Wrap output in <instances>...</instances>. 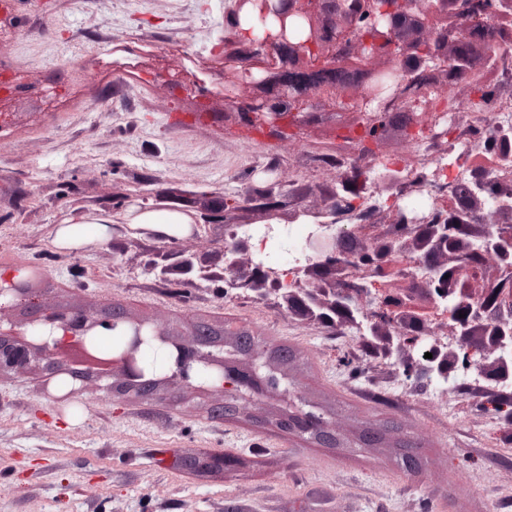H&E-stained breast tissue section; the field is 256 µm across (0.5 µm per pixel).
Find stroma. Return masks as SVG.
Instances as JSON below:
<instances>
[{
    "mask_svg": "<svg viewBox=\"0 0 512 512\" xmlns=\"http://www.w3.org/2000/svg\"><path fill=\"white\" fill-rule=\"evenodd\" d=\"M225 0H32L24 11L0 7V59L27 86L0 133V271L17 264L46 272V302L122 304L160 326L202 318L246 327L265 346L286 344L298 360L288 374L307 400L325 407L344 440L365 425L387 427V446L355 452L323 448L253 424L252 403L236 418H210L213 396L171 403L117 396L87 384L81 401L49 399L40 379L0 374V512H512V427L481 413L490 370L456 368L450 384L405 381L396 356L346 319L295 317L275 299L214 283L182 298L147 273L135 254L157 238L128 225L123 198L156 209L182 198L205 210L229 200L224 225L184 235L194 253H211L225 224H294L319 215L339 193L380 199L390 193L368 172H354L352 145L338 141L326 115L302 137L264 133L224 110ZM196 73L201 96L170 83ZM72 83L80 96L53 110L37 94ZM439 151L388 131L376 159L431 170ZM288 190L276 206L260 196L270 183ZM251 192L253 201L239 197ZM75 212L109 221L106 234L75 248L57 230ZM417 448L419 471L398 463L392 442ZM222 452L228 471L189 475L161 454Z\"/></svg>",
    "mask_w": 512,
    "mask_h": 512,
    "instance_id": "stroma-1",
    "label": "stroma"
}]
</instances>
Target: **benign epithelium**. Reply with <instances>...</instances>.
Instances as JSON below:
<instances>
[{
    "mask_svg": "<svg viewBox=\"0 0 512 512\" xmlns=\"http://www.w3.org/2000/svg\"><path fill=\"white\" fill-rule=\"evenodd\" d=\"M378 0H235L229 32L224 37L225 59L232 62L224 72V106L257 122L271 133L283 134L285 120L278 105L293 106L291 134L299 136L311 118L327 105L357 114L355 129L360 157H372L385 130L397 125L417 134L426 128L432 140L448 143V128H456L459 116L444 121L436 102L422 91L442 78L482 82L481 70L490 62V38L485 25L465 19L468 0H395L394 8L411 24L404 35L389 31L370 42L357 36L365 25L377 22ZM252 15L260 34L245 36L241 13ZM346 77L336 85V77ZM491 87V86H489ZM493 100H498L496 87ZM433 116L421 124L420 116ZM381 180L396 187L395 198L412 189L430 186L448 195L450 181L408 182L388 170ZM467 206L457 212L437 211L428 217L411 216L393 207L389 241L394 252L352 247L345 234H319L311 242L318 265L331 273L348 271L339 280L321 281L295 292L271 287L267 274L253 263L250 248L236 241L231 248L219 244L214 255L190 253L180 248V238L166 237L145 263L149 271L194 283L224 281L230 288L253 292L260 298L274 296L288 313L302 317L324 310L339 316L368 305V330L384 351L396 350L407 381L431 378L432 363L464 370L489 363L496 376L512 380V179L470 187ZM489 225L481 243L469 233L472 223ZM417 259L428 269L425 287H410L412 277L392 261ZM39 268L19 267L0 278V372L47 371L64 376L74 385L59 400H73L83 383L94 380L103 392H111L113 379L141 386L142 370L137 353L149 330L158 339L165 330L154 322L128 318L124 349L101 360L88 348L95 331L114 326L112 317L81 304L49 308L29 284L40 279ZM448 305L445 332L409 329L415 314L429 306ZM26 307L19 323L4 322L5 311ZM464 317H459V314ZM482 335H474L475 327ZM182 365L167 376L169 385L190 392L206 390L224 397V385L204 386L189 370L191 361L224 370V357L204 351L191 326L184 337L171 341ZM431 353L425 363L416 355ZM250 397L266 390L260 372L266 368L259 357L234 364Z\"/></svg>",
    "mask_w": 512,
    "mask_h": 512,
    "instance_id": "1",
    "label": "benign epithelium"
}]
</instances>
